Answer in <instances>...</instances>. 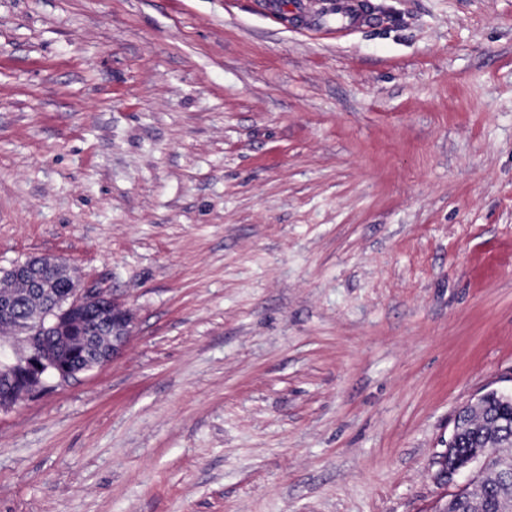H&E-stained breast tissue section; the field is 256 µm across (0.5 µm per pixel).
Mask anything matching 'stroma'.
Instances as JSON below:
<instances>
[{
	"label": "stroma",
	"instance_id": "stroma-1",
	"mask_svg": "<svg viewBox=\"0 0 512 512\" xmlns=\"http://www.w3.org/2000/svg\"><path fill=\"white\" fill-rule=\"evenodd\" d=\"M0 0V269L130 307L0 412V512H429L512 387V0ZM325 10L336 17V31L347 30L346 26L357 21L356 0H327ZM498 392L501 396L504 397H511L512 396V390L510 391H503L498 389H492L489 391L484 392L483 394L479 395L475 402L470 403L464 407L465 409L474 412L476 415H480L482 412V408L484 406V403L486 400L490 397L492 393ZM486 415L488 416H496V415H503L508 416L511 420V426H512V399L506 400V399H500L497 397H490L487 400V406H486Z\"/></svg>",
	"mask_w": 512,
	"mask_h": 512
}]
</instances>
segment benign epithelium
I'll list each match as a JSON object with an SVG mask.
<instances>
[{
  "label": "benign epithelium",
  "instance_id": "7a95c632",
  "mask_svg": "<svg viewBox=\"0 0 512 512\" xmlns=\"http://www.w3.org/2000/svg\"><path fill=\"white\" fill-rule=\"evenodd\" d=\"M66 265L54 255L35 257L0 269V280L21 284L39 298L40 310L26 315L20 298L0 292V331L11 335L0 357V411L46 388L65 383L119 356L133 332V315L114 296L97 288H82L63 275ZM493 442L465 462L448 465V452L438 460L437 480L448 483L457 474L468 480L434 512H448V504L471 486L495 455Z\"/></svg>",
  "mask_w": 512,
  "mask_h": 512
}]
</instances>
